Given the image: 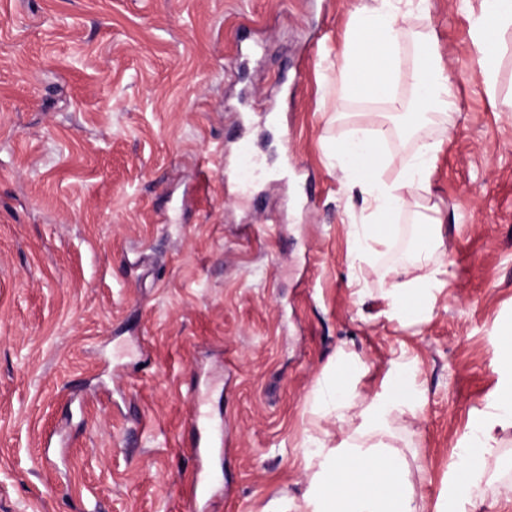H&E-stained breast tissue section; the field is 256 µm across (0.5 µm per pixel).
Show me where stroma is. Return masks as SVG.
<instances>
[{
	"label": "stroma",
	"mask_w": 512,
	"mask_h": 512,
	"mask_svg": "<svg viewBox=\"0 0 512 512\" xmlns=\"http://www.w3.org/2000/svg\"><path fill=\"white\" fill-rule=\"evenodd\" d=\"M482 3L404 22L397 93L429 41L457 110L390 139L388 181L419 138L438 150L360 264L371 207L334 146L381 106L336 76L376 0H0V512H190L202 377L224 429L204 512H304L309 397L341 351L366 398L417 362L396 445L434 512L512 327V28L488 94ZM239 145L267 164L248 197L224 178ZM433 205L445 286L401 324L383 276ZM351 233V251L354 260L359 262L377 253L373 244L386 245L390 240V230L385 224H355Z\"/></svg>",
	"instance_id": "obj_1"
}]
</instances>
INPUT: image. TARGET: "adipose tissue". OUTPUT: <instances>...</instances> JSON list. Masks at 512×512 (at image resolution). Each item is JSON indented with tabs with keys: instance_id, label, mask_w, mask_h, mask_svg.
<instances>
[{
	"instance_id": "1",
	"label": "adipose tissue",
	"mask_w": 512,
	"mask_h": 512,
	"mask_svg": "<svg viewBox=\"0 0 512 512\" xmlns=\"http://www.w3.org/2000/svg\"><path fill=\"white\" fill-rule=\"evenodd\" d=\"M405 18L395 0H380L377 7L359 11L350 23L345 61L338 74L342 94L364 88L385 108L384 119L369 127H354L335 148L342 169L357 175L378 218L377 223L352 227L351 251L359 262L375 255L376 245L389 242L390 230L381 224V217L404 206L402 187L426 181L437 150L436 143H422L403 161L394 183L378 177L394 133L392 119L404 106L393 91V83ZM475 28L480 51L493 56L495 44L486 34L512 28V0H484ZM430 54V47L422 46V61L412 74V99L419 110L444 116L455 108L453 82L444 71L430 66ZM442 245V237L436 235L419 242L410 266L415 271L413 278L405 276L410 268L387 269L385 293L396 317L408 320L428 309L431 290L437 283L434 261ZM366 371L359 357L338 354L335 366L311 393L312 420L336 418L348 425L349 433L333 447L323 436L308 435L304 451L306 468L311 472L304 494L307 512H424L409 463L396 446L393 431L394 423L410 411L417 395L418 367L413 362H392L381 391L369 399L358 391ZM498 371L502 385L489 411L473 420L466 443L452 465L454 477L436 512H463L464 504L481 499L489 490L512 499V482L500 476L496 438L497 431L512 428V340L501 346Z\"/></svg>"
}]
</instances>
